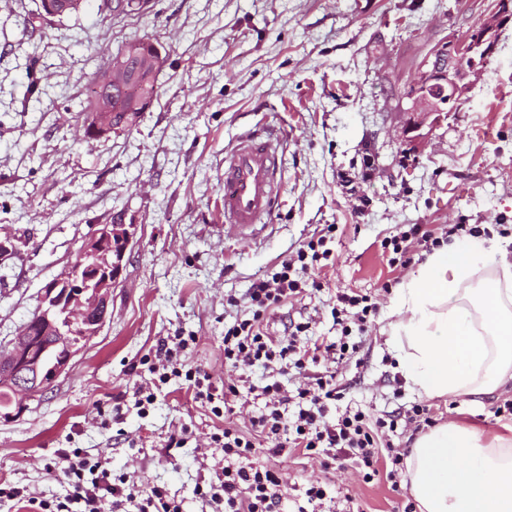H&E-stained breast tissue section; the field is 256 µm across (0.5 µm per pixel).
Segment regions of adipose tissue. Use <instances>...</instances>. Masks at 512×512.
Masks as SVG:
<instances>
[{"instance_id":"obj_1","label":"adipose tissue","mask_w":512,"mask_h":512,"mask_svg":"<svg viewBox=\"0 0 512 512\" xmlns=\"http://www.w3.org/2000/svg\"><path fill=\"white\" fill-rule=\"evenodd\" d=\"M386 344L418 395H477L512 380V238L452 241L398 288ZM419 512H512V437L440 424L405 458Z\"/></svg>"}]
</instances>
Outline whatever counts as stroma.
Wrapping results in <instances>:
<instances>
[{
  "instance_id": "1",
  "label": "stroma",
  "mask_w": 512,
  "mask_h": 512,
  "mask_svg": "<svg viewBox=\"0 0 512 512\" xmlns=\"http://www.w3.org/2000/svg\"><path fill=\"white\" fill-rule=\"evenodd\" d=\"M101 2L45 18L40 0H0V236L25 240L0 264V343L98 225L135 227L99 335L20 417L0 419V478L62 494L46 466L56 449L84 448L113 472L165 487L184 512H204L193 488L212 420L179 380L157 391L148 412L129 408L122 426L103 425L97 410L151 385L148 367L132 375L128 366L177 333L195 337L187 360L206 366L216 385L263 386V367L224 362V324L235 315L224 298L244 294L329 224L336 232L320 290L271 312L265 331L280 336L304 322L309 335L334 339L336 294L369 295L378 312L361 360L336 367L344 403L380 415L422 401L437 423L504 433L494 409L512 399V382L485 396L419 399L384 335L391 300L412 272L392 262L387 238L413 224L439 239L452 224L512 225V25L418 152L401 144V99L417 64L491 0H145L127 16ZM142 37L164 57L156 96L132 128L80 141L87 87ZM248 133L273 139L281 196L263 224L237 235L224 227V163ZM370 140L378 168L350 190L339 174L360 171ZM184 424L194 430L186 447L161 455ZM274 464L296 496L310 481L329 482L335 512H403L411 500L389 481L367 484L316 459L291 454Z\"/></svg>"
}]
</instances>
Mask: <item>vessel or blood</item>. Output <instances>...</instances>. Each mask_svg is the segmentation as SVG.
<instances>
[{
	"label": "vessel or blood",
	"instance_id": "vessel-or-blood-1",
	"mask_svg": "<svg viewBox=\"0 0 512 512\" xmlns=\"http://www.w3.org/2000/svg\"><path fill=\"white\" fill-rule=\"evenodd\" d=\"M281 160L270 142L242 137L224 168V223L242 232L255 228L280 196Z\"/></svg>",
	"mask_w": 512,
	"mask_h": 512
}]
</instances>
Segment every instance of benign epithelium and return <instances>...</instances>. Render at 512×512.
Instances as JSON below:
<instances>
[{"instance_id":"benign-epithelium-1","label":"benign epithelium","mask_w":512,"mask_h":512,"mask_svg":"<svg viewBox=\"0 0 512 512\" xmlns=\"http://www.w3.org/2000/svg\"><path fill=\"white\" fill-rule=\"evenodd\" d=\"M81 7L79 0H43L44 15L55 17ZM491 5L466 32H453L432 46L421 60L417 74L403 96V112L410 115L402 144L416 151L440 122L447 107L459 102L482 72L481 61L496 49L500 31L511 22ZM163 56L149 39L134 41L112 63L96 86L82 138L94 140L112 133V99L103 94L114 85H131L153 78L162 68ZM134 237L129 224H102L85 243L79 262L73 263L42 289L39 311L53 340L63 352L50 367L32 363L29 346L35 341L22 326L13 336L9 352L0 356V388L9 391L11 407L1 419H13L63 375L82 346L97 336L107 321L112 286L122 272L124 255ZM118 240L119 253L108 258L107 243Z\"/></svg>"}]
</instances>
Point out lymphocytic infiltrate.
Wrapping results in <instances>:
<instances>
[{"mask_svg":"<svg viewBox=\"0 0 512 512\" xmlns=\"http://www.w3.org/2000/svg\"><path fill=\"white\" fill-rule=\"evenodd\" d=\"M325 243L322 237L309 241L306 248L282 260L278 271L253 280L246 292L249 317L224 327L225 362L237 368L259 364L276 374L262 389L264 407L251 418L249 429L230 419L235 403L243 398L241 385L218 388L205 366L186 364L191 339L175 335L157 342L154 359L162 368L158 385L180 379L191 399L205 406L217 421L209 445L221 451L222 464L194 487L212 512H280L288 497V479L271 460L288 453L320 456L327 469L361 470L368 482L383 473L379 461L385 458L391 468L383 474L397 481L405 451L394 446L390 433L402 425L418 431L434 423L421 404L376 417L349 407L330 413V406L342 399L332 366L354 359L362 347L353 328H346L345 323L350 320L353 327H365L375 311L366 297L337 293L332 313L341 334L336 341L308 337V327L301 323L284 336L265 332L266 316L301 292L294 277L296 263L319 260L318 249ZM291 367L306 371L309 378L308 386L293 396L279 380ZM53 464L69 487L64 498L40 499L27 488L2 480L0 498L27 502L32 512H124L128 506L133 512H182L180 502L163 487L138 485L127 475L114 474L84 449H57Z\"/></svg>","mask_w":512,"mask_h":512,"instance_id":"obj_1","label":"lymphocytic infiltrate"}]
</instances>
